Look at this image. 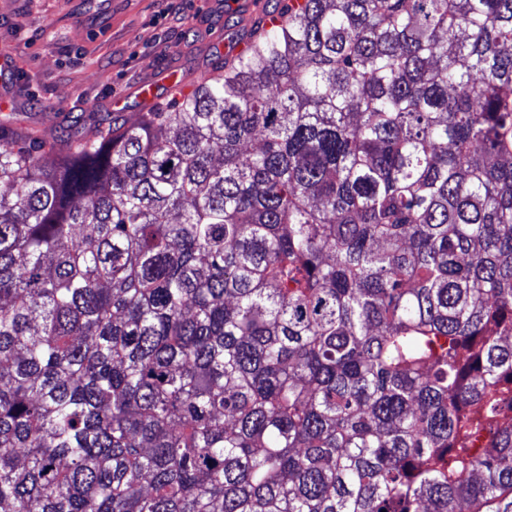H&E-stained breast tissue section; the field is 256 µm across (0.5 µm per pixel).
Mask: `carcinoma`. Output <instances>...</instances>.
<instances>
[{"label": "carcinoma", "instance_id": "carcinoma-1", "mask_svg": "<svg viewBox=\"0 0 512 512\" xmlns=\"http://www.w3.org/2000/svg\"><path fill=\"white\" fill-rule=\"evenodd\" d=\"M279 13L0 123V512H512V0Z\"/></svg>", "mask_w": 512, "mask_h": 512}]
</instances>
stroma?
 I'll list each match as a JSON object with an SVG mask.
<instances>
[{
    "label": "stroma",
    "instance_id": "obj_1",
    "mask_svg": "<svg viewBox=\"0 0 512 512\" xmlns=\"http://www.w3.org/2000/svg\"><path fill=\"white\" fill-rule=\"evenodd\" d=\"M277 0H0V50L19 72L0 121L58 136L83 112L143 111L135 91L181 63L203 80L239 9Z\"/></svg>",
    "mask_w": 512,
    "mask_h": 512
}]
</instances>
